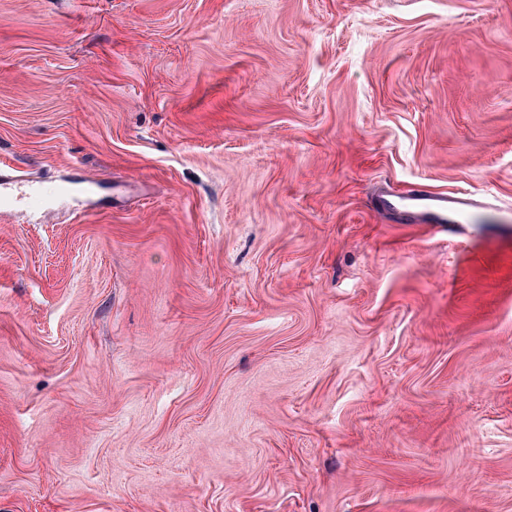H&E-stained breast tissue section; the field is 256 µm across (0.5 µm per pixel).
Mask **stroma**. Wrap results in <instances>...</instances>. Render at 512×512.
I'll use <instances>...</instances> for the list:
<instances>
[{
  "label": "stroma",
  "mask_w": 512,
  "mask_h": 512,
  "mask_svg": "<svg viewBox=\"0 0 512 512\" xmlns=\"http://www.w3.org/2000/svg\"><path fill=\"white\" fill-rule=\"evenodd\" d=\"M2 162L0 512H512V0H0ZM15 178V179H14ZM4 178L0 176V201L2 200L7 205H12L10 198L6 197L4 189L6 184L10 183H28V188L21 197V203L33 210L40 209L46 198L59 190L58 186L47 185L41 182H34L23 178ZM390 196L379 195L377 206L397 212L405 218L417 219L421 224H464V217L479 209L476 201L465 194L447 196L423 189L405 198L400 208L393 203Z\"/></svg>",
  "instance_id": "stroma-1"
}]
</instances>
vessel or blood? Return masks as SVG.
<instances>
[{
    "mask_svg": "<svg viewBox=\"0 0 512 512\" xmlns=\"http://www.w3.org/2000/svg\"><path fill=\"white\" fill-rule=\"evenodd\" d=\"M56 188L43 183L29 182L27 190L21 197L24 206L36 210L43 206L46 198L55 193ZM379 208L398 210L400 215L416 219L425 224H459L464 217L475 211L476 202L470 196L456 194L441 195L426 189L404 199L402 206H395L388 195H379Z\"/></svg>",
    "mask_w": 512,
    "mask_h": 512,
    "instance_id": "vessel-or-blood-1",
    "label": "vessel or blood"
}]
</instances>
